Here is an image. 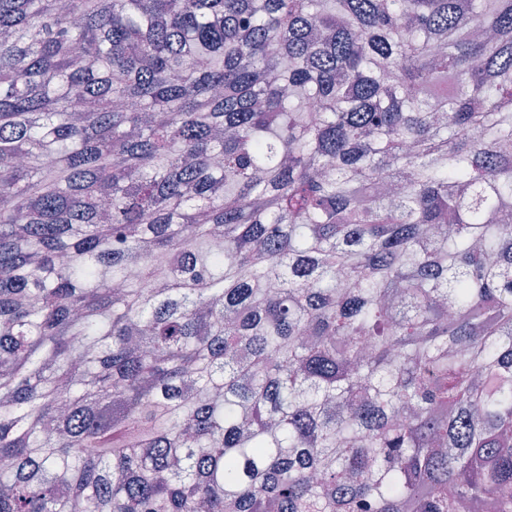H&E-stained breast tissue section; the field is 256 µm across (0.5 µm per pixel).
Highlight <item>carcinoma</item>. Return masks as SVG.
I'll return each instance as SVG.
<instances>
[{
	"label": "carcinoma",
	"instance_id": "carcinoma-1",
	"mask_svg": "<svg viewBox=\"0 0 512 512\" xmlns=\"http://www.w3.org/2000/svg\"><path fill=\"white\" fill-rule=\"evenodd\" d=\"M464 506L512 512V0H0V512Z\"/></svg>",
	"mask_w": 512,
	"mask_h": 512
}]
</instances>
